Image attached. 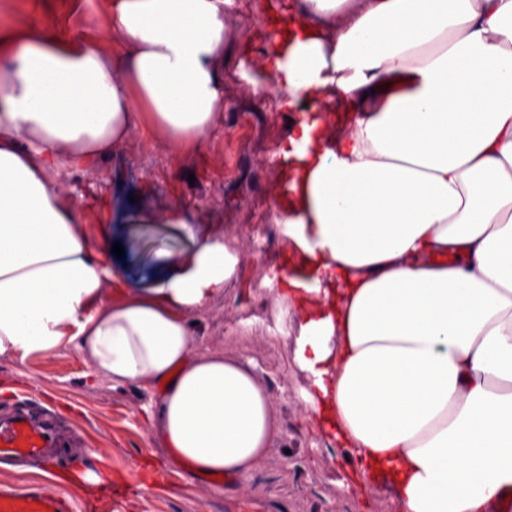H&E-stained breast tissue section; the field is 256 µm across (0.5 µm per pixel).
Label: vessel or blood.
<instances>
[{"label":"vessel or blood","instance_id":"b4317fda","mask_svg":"<svg viewBox=\"0 0 512 512\" xmlns=\"http://www.w3.org/2000/svg\"><path fill=\"white\" fill-rule=\"evenodd\" d=\"M54 443L52 430L28 415L0 418V462L38 458ZM111 508L106 499L76 503L40 483L0 484V512H110Z\"/></svg>","mask_w":512,"mask_h":512}]
</instances>
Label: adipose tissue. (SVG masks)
<instances>
[{
  "label": "adipose tissue",
  "mask_w": 512,
  "mask_h": 512,
  "mask_svg": "<svg viewBox=\"0 0 512 512\" xmlns=\"http://www.w3.org/2000/svg\"><path fill=\"white\" fill-rule=\"evenodd\" d=\"M131 50L30 41L0 72V357L72 346L92 375L152 393L154 436L197 477H248L283 435L252 366L192 352L189 317L239 257L201 239L188 266L109 301L55 174L140 126L199 148L224 110V0H113ZM269 47L280 220L305 276L276 294L318 427L353 487L398 512H484L512 495V0H297Z\"/></svg>",
  "instance_id": "ef3b65f1"
}]
</instances>
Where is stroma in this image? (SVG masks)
Listing matches in <instances>:
<instances>
[{"label": "stroma", "instance_id": "35a3bbf8", "mask_svg": "<svg viewBox=\"0 0 512 512\" xmlns=\"http://www.w3.org/2000/svg\"><path fill=\"white\" fill-rule=\"evenodd\" d=\"M281 0H253L258 23L248 26L226 14L223 71L224 110L199 150L170 154L149 130L136 129L124 143L84 168L70 171L73 196L93 245L111 254L114 243L144 240L154 268L145 276L130 256L113 257L116 285L153 287L190 259L193 234L219 240L239 255L223 294L192 314L194 353L222 352L252 362L266 384L284 429L246 479L228 477L223 490L167 461V451L149 427L148 391L130 384L113 387L87 380L88 368L67 346L28 357H0V416L52 413L60 445L49 459L0 463V483L44 482L66 495L77 487L62 474L106 469L113 487L124 489L114 512H397L392 489L379 482L361 494L346 489L355 463L346 449L321 433L300 396L306 376L292 363L289 339L260 317L261 308L282 322L281 307L266 283L280 275L289 245L277 225H268L266 252L255 251L253 225L262 199L287 205L283 170L268 143L282 144L288 113L267 111L266 60L254 44L269 34L272 8ZM88 41L112 57L115 69L130 57L112 29V0H0V71L14 66L15 34ZM264 85V94L254 93ZM181 206L199 214L194 232L155 217Z\"/></svg>", "mask_w": 512, "mask_h": 512}]
</instances>
